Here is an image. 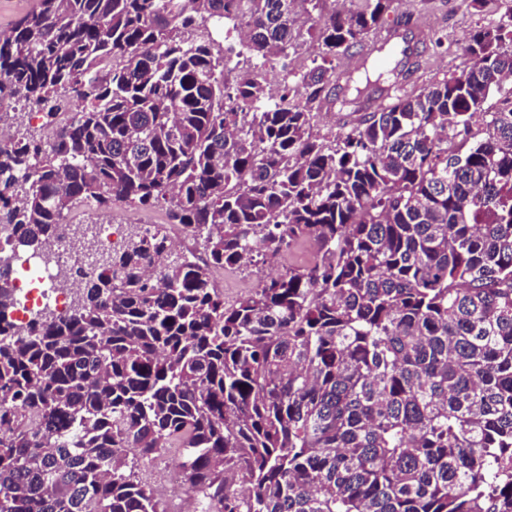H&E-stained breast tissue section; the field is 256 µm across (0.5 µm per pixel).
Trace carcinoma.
<instances>
[{"label": "carcinoma", "instance_id": "1", "mask_svg": "<svg viewBox=\"0 0 512 512\" xmlns=\"http://www.w3.org/2000/svg\"><path fill=\"white\" fill-rule=\"evenodd\" d=\"M324 2L37 0L0 29V110L49 131L0 147V226L44 249L75 206L164 202L202 247L134 232L23 331L0 266V512H167L138 470L172 450L191 512H512V0L473 65L330 137L322 103L373 81L339 97L329 64L394 0ZM300 241L310 264L215 285ZM271 269L280 270V263H273L263 267L261 270H254L253 273H240L237 271L226 270L224 274L216 276L218 281H222L224 287V297L233 299L236 296L247 293L255 288L260 279L267 276Z\"/></svg>", "mask_w": 512, "mask_h": 512}]
</instances>
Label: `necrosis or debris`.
<instances>
[{"label":"necrosis or debris","mask_w":512,"mask_h":512,"mask_svg":"<svg viewBox=\"0 0 512 512\" xmlns=\"http://www.w3.org/2000/svg\"><path fill=\"white\" fill-rule=\"evenodd\" d=\"M92 241L88 251L76 249L71 243V225H62L57 238L47 250H33L17 240L8 239L0 231V248L11 256L10 277L18 303L12 312L13 322L21 328L37 318L43 311L56 314L69 311L75 291L62 287L63 277L73 282L91 272L98 255L122 246L126 227L94 214H87L81 222Z\"/></svg>","instance_id":"necrosis-or-debris-1"}]
</instances>
